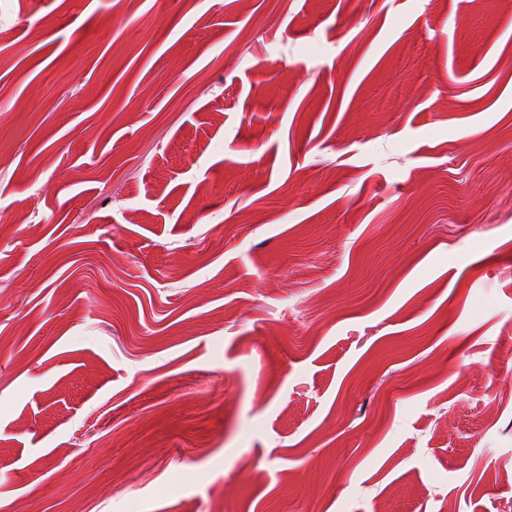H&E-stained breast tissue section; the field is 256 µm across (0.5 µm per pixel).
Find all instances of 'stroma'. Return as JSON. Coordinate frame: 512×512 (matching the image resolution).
<instances>
[{
    "mask_svg": "<svg viewBox=\"0 0 512 512\" xmlns=\"http://www.w3.org/2000/svg\"><path fill=\"white\" fill-rule=\"evenodd\" d=\"M511 171L498 0H0V512H512Z\"/></svg>",
    "mask_w": 512,
    "mask_h": 512,
    "instance_id": "35a3bbf8",
    "label": "stroma"
}]
</instances>
